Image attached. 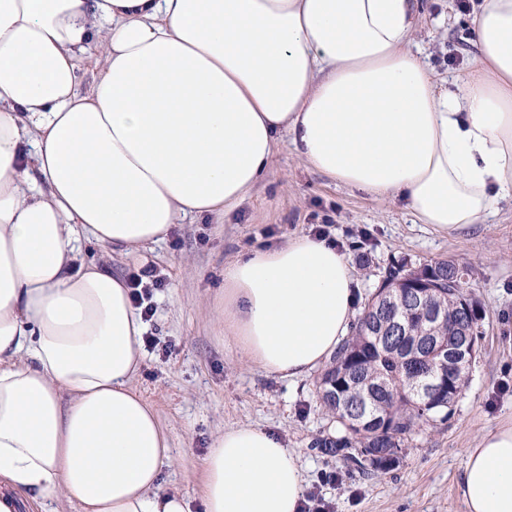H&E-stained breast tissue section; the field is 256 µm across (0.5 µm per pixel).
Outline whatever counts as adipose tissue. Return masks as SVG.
Returning <instances> with one entry per match:
<instances>
[{"label":"adipose tissue","mask_w":512,"mask_h":512,"mask_svg":"<svg viewBox=\"0 0 512 512\" xmlns=\"http://www.w3.org/2000/svg\"><path fill=\"white\" fill-rule=\"evenodd\" d=\"M415 0H0V512H192L134 386L144 331L108 259L250 198L281 140L331 181L457 232L512 200V0H480L479 55L438 87L409 44ZM109 30L78 90L91 22ZM349 256L299 235L224 266L219 321L298 381L348 336ZM203 512H299L296 452L250 424L203 461ZM465 512H512V424L468 449Z\"/></svg>","instance_id":"obj_1"}]
</instances>
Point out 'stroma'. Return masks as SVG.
<instances>
[{
  "label": "stroma",
  "mask_w": 512,
  "mask_h": 512,
  "mask_svg": "<svg viewBox=\"0 0 512 512\" xmlns=\"http://www.w3.org/2000/svg\"><path fill=\"white\" fill-rule=\"evenodd\" d=\"M419 2L410 47L444 86L475 63L468 13L458 0ZM319 225L355 261L359 301L392 261L452 259L471 268L465 290L483 311L480 352L451 419L417 429L388 470L368 476L313 446L333 428L318 389L320 371L298 382L267 375L240 357L218 321L226 262ZM112 267L126 276L147 270L162 281L144 323L157 346L144 350L134 384L170 437L165 485L189 498L200 493L202 460L214 439L226 428L252 424L298 454L307 493L328 512H464L457 480L467 449L512 422V203H501L495 216L468 230L439 232L416 223L400 200H376L330 181L284 143L235 212L183 220L160 243L114 254ZM326 473L335 482H323Z\"/></svg>",
  "instance_id": "1"
}]
</instances>
